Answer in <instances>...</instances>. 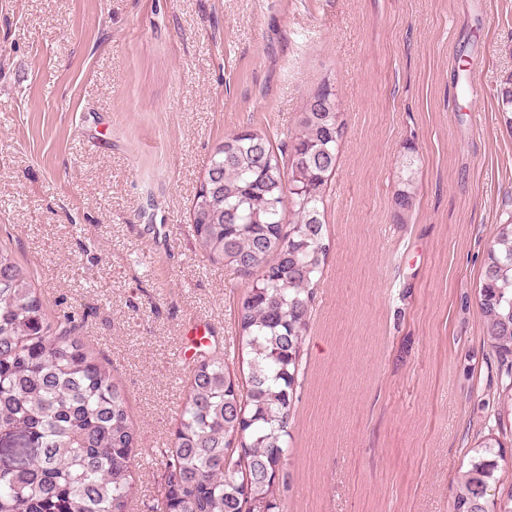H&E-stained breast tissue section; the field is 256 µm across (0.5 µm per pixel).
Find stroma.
I'll return each mask as SVG.
<instances>
[{"mask_svg":"<svg viewBox=\"0 0 512 512\" xmlns=\"http://www.w3.org/2000/svg\"><path fill=\"white\" fill-rule=\"evenodd\" d=\"M483 94L460 92L458 67ZM512 0H0V246L50 314H86L137 431L130 512L161 493L207 327L232 375L247 280L199 250L210 157L243 129L287 141L330 84L346 114L279 512H449L495 437L512 491V386L477 293L512 220ZM417 195L399 212L400 170Z\"/></svg>","mask_w":512,"mask_h":512,"instance_id":"stroma-1","label":"stroma"}]
</instances>
